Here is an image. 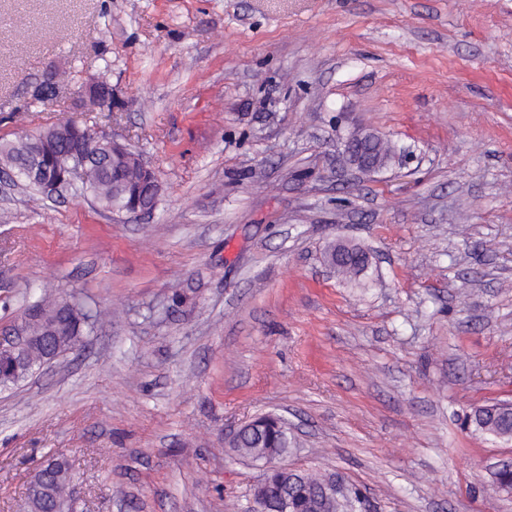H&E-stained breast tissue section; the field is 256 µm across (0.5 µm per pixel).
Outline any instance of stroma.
<instances>
[{"mask_svg": "<svg viewBox=\"0 0 512 512\" xmlns=\"http://www.w3.org/2000/svg\"><path fill=\"white\" fill-rule=\"evenodd\" d=\"M67 121L162 191L138 215L0 182V336L47 281L104 313L0 389V512L50 456L77 512H243L263 468L229 437L269 413L284 464L368 512H512V440L461 427L512 401V0H0V143ZM357 131L403 157L362 174ZM83 136L87 137V128L82 127ZM89 137V136H88ZM85 142H81L79 148L85 155L90 153V149L103 147L105 150L112 151L113 159L120 157L126 164L136 168L142 174V188L128 200L125 210L129 213H147L154 208L150 200H157L161 193V186L157 181L154 172L143 160V158L125 145L115 139L112 134L105 132H94ZM382 140V137L371 132H360L352 135L344 145L348 162L360 172L365 170L371 174L375 173L377 167L370 164V152L367 149V145L373 141ZM329 249H336V252L345 254L347 260L343 259L339 262V267L337 268V272L345 278L357 276L367 267V254L359 247L349 246L347 248L341 244H336L329 246Z\"/></svg>", "mask_w": 512, "mask_h": 512, "instance_id": "35a3bbf8", "label": "stroma"}]
</instances>
